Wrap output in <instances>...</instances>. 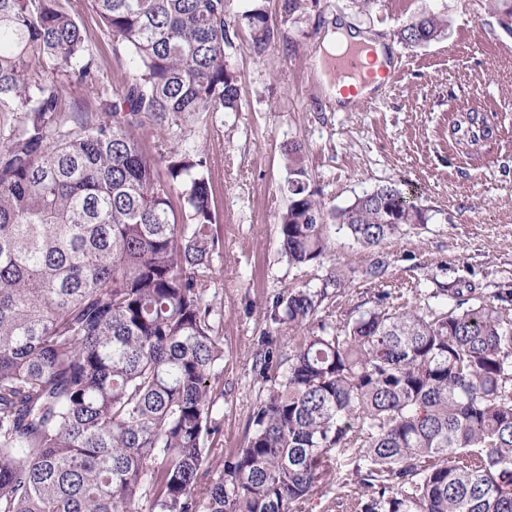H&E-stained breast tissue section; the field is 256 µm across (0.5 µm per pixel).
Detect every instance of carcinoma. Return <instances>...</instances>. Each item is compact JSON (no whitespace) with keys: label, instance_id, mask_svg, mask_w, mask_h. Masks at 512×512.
I'll return each mask as SVG.
<instances>
[{"label":"carcinoma","instance_id":"obj_1","mask_svg":"<svg viewBox=\"0 0 512 512\" xmlns=\"http://www.w3.org/2000/svg\"><path fill=\"white\" fill-rule=\"evenodd\" d=\"M91 7L133 63L112 100L70 0H0V112L26 114L0 142V512H308L316 497L331 512H512V319L455 283L422 306L382 287L383 260L361 271L371 306L341 321L325 287L275 296L247 442L224 452L207 158L153 151L143 131L241 111L234 24L258 62L288 41L259 3L235 21L226 0ZM489 7L512 31V0ZM446 30L429 14L400 35ZM46 63L99 106L69 117ZM464 122L492 137L488 114ZM284 166L292 265L331 253L329 223L378 247L426 222L388 186L326 212L301 144Z\"/></svg>","mask_w":512,"mask_h":512}]
</instances>
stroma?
Masks as SVG:
<instances>
[{"instance_id": "stroma-1", "label": "stroma", "mask_w": 512, "mask_h": 512, "mask_svg": "<svg viewBox=\"0 0 512 512\" xmlns=\"http://www.w3.org/2000/svg\"><path fill=\"white\" fill-rule=\"evenodd\" d=\"M89 36L99 84L111 89L125 61L89 0H72ZM291 49L250 54L241 27L225 57L245 91L238 112H217L177 126L175 137L147 136L160 152L197 148L210 163L219 247L216 277L207 286L224 342V446L244 443L248 415L261 395L251 370L257 340L268 331L275 294L290 286L322 288L330 276L348 279L336 298L342 310L372 291L360 272L386 259L387 285L417 288L422 297L448 283L478 288L485 300L512 289V33L500 27L486 0H373L357 13L350 0H304L283 16L281 0H265ZM427 14L445 16L443 38L406 44L403 26ZM343 18L381 39L400 78L376 96L339 108L325 89L316 54L326 30ZM494 114L497 134L464 152L448 134L456 113ZM301 143L313 187L326 209H340L382 186L414 194L427 218L400 225L377 248L330 228L333 254L306 266L289 264L279 249L277 214L287 203L283 152Z\"/></svg>"}]
</instances>
